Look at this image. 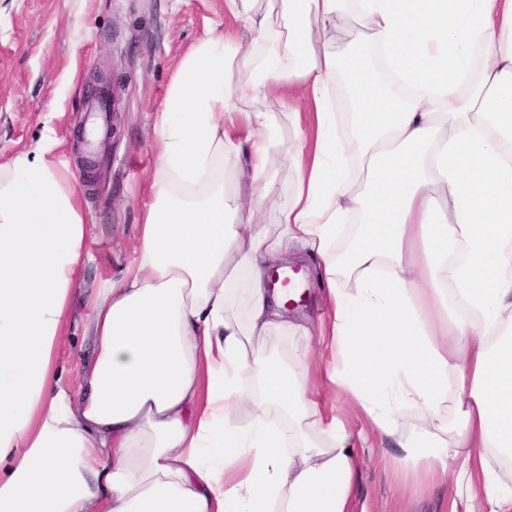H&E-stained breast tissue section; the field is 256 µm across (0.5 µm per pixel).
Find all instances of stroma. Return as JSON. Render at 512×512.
<instances>
[{"mask_svg": "<svg viewBox=\"0 0 512 512\" xmlns=\"http://www.w3.org/2000/svg\"><path fill=\"white\" fill-rule=\"evenodd\" d=\"M224 23V0H0V163L34 148L45 127H53L60 140L56 158L74 172L87 219L83 276L60 361L72 385H79L93 353L91 294L119 282L137 258L141 213L151 200L160 150L155 113L183 55ZM95 67L110 72L121 90L109 118L114 136L90 154L79 130ZM89 156L96 163L91 180L83 169ZM292 255L306 288L288 318L317 323L316 261L297 246ZM331 401L359 457L353 512H448L453 481H415L347 397L336 394Z\"/></svg>", "mask_w": 512, "mask_h": 512, "instance_id": "stroma-1", "label": "stroma"}]
</instances>
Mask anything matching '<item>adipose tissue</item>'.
Instances as JSON below:
<instances>
[{"label":"adipose tissue","instance_id":"obj_1","mask_svg":"<svg viewBox=\"0 0 512 512\" xmlns=\"http://www.w3.org/2000/svg\"><path fill=\"white\" fill-rule=\"evenodd\" d=\"M224 13L236 31L189 48L155 116L138 257L90 297L80 394L57 364L87 243L76 178L50 126L0 164V512H350L356 455L318 386L403 470L452 478V512H512V0ZM347 18L372 60L337 48ZM276 90L280 112L249 111ZM274 152L296 171L276 235ZM292 241L321 260L325 345L302 328L288 364L264 347L295 329L267 287Z\"/></svg>","mask_w":512,"mask_h":512}]
</instances>
